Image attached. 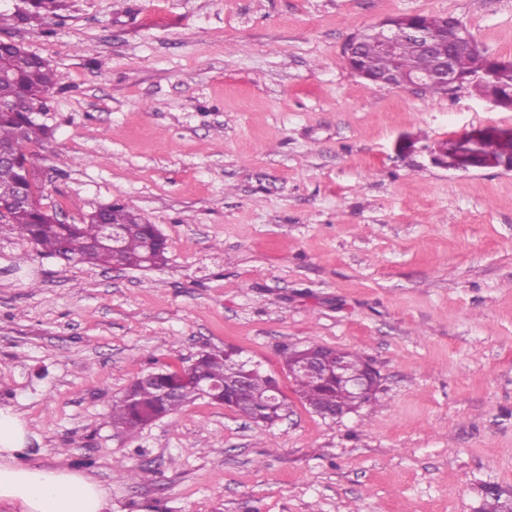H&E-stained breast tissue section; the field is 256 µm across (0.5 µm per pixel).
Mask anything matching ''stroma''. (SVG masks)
Returning <instances> with one entry per match:
<instances>
[{
    "label": "stroma",
    "instance_id": "35a3bbf8",
    "mask_svg": "<svg viewBox=\"0 0 512 512\" xmlns=\"http://www.w3.org/2000/svg\"><path fill=\"white\" fill-rule=\"evenodd\" d=\"M413 13L512 59V0H65L0 29L59 76L29 148L43 206L77 224L118 202L168 244L156 268L91 267L0 226V407L27 463L93 475L112 512L512 505V170L429 157L512 110L348 67L353 34ZM309 344L370 359L376 401L313 413L283 358ZM224 347L279 379L277 425L200 399L113 430L135 379Z\"/></svg>",
    "mask_w": 512,
    "mask_h": 512
}]
</instances>
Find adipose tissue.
<instances>
[{"mask_svg": "<svg viewBox=\"0 0 512 512\" xmlns=\"http://www.w3.org/2000/svg\"><path fill=\"white\" fill-rule=\"evenodd\" d=\"M27 430L0 408V507L6 512H112L109 492L92 477L23 463Z\"/></svg>", "mask_w": 512, "mask_h": 512, "instance_id": "ef3b65f1", "label": "adipose tissue"}]
</instances>
